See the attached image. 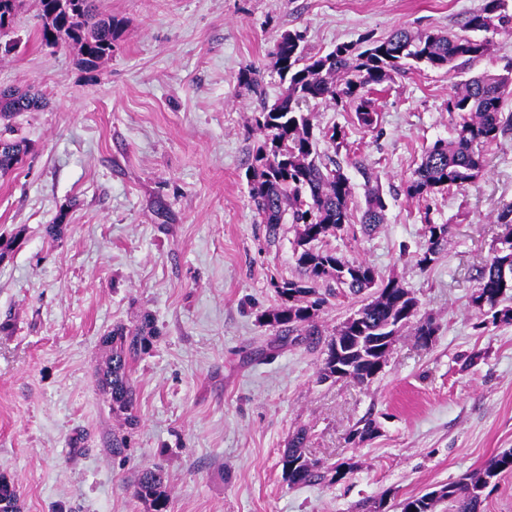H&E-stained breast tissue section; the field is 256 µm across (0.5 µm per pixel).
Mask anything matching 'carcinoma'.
Instances as JSON below:
<instances>
[{
    "label": "carcinoma",
    "mask_w": 512,
    "mask_h": 512,
    "mask_svg": "<svg viewBox=\"0 0 512 512\" xmlns=\"http://www.w3.org/2000/svg\"><path fill=\"white\" fill-rule=\"evenodd\" d=\"M42 27L39 39L47 47L60 43L78 46V64L95 70L112 56L121 35V24L102 14L96 0H38ZM467 34L451 31L412 32L397 28L387 37L365 35L356 42L341 43L325 55L309 53L298 32L283 33L276 45L275 67L286 87L271 105L255 117L261 134L253 163L246 172L249 194L259 223L271 233L288 221L300 226L295 242L296 260L302 277L273 284L280 298L277 308L264 314V322L288 334L299 332L312 344L320 343L321 332L315 317L336 289L359 294L376 288L370 302L348 317L327 342V356L318 370V379L336 377L335 346L338 336H355L348 363L350 378L360 384L372 383L371 370L383 366L386 344L372 343L374 336H397L415 324L414 336L426 346L438 327L430 319L418 318L419 302L414 294L393 278L384 279L365 261L345 260L326 240L345 231L353 223V188L335 158L321 153L314 133L312 102H331L351 110L358 126L373 131L378 126L373 93L390 81L392 74L408 66L425 65L462 74L490 51L488 34L512 30V13L506 0H483L465 23ZM241 86L258 89L261 71L247 69L237 78ZM512 93V70L504 74L484 72L450 87L448 113L452 134L439 138L422 150L413 177L407 182L409 198L425 199L442 192L463 191L475 183L485 167L484 151L497 143L503 132L501 104ZM45 106L42 91L34 86L24 90L0 89V175L15 170L30 152V144L13 120L24 112ZM367 187L362 229L371 233L384 223L387 202L382 190L372 185L369 169L361 168ZM424 244L415 256L426 268L448 241L450 226L436 224L424 216ZM497 223L505 226L498 247L481 268L478 285L470 298L471 306L488 309L491 319L479 325L512 322V308L496 310L501 298L512 289V206L502 210ZM158 330L154 319L144 314L131 326L117 325L102 337L106 352L96 371L98 385L109 395L112 413L131 426L134 384L131 364L149 353ZM377 430L376 421L367 418L352 430L349 440L364 441ZM284 479L293 486L307 485L326 478L322 464L305 452V435L296 433L281 456ZM505 473H512V448L494 455L475 473L438 490L410 496L398 504L400 512H435L438 504L448 503L449 512H480L486 490L494 487ZM132 495L145 504L147 512H170L166 472L154 464L141 469L132 484ZM0 512H20L15 484L0 475Z\"/></svg>",
    "instance_id": "obj_1"
}]
</instances>
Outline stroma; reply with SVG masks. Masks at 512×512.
Wrapping results in <instances>:
<instances>
[{
	"instance_id": "1",
	"label": "stroma",
	"mask_w": 512,
	"mask_h": 512,
	"mask_svg": "<svg viewBox=\"0 0 512 512\" xmlns=\"http://www.w3.org/2000/svg\"><path fill=\"white\" fill-rule=\"evenodd\" d=\"M120 20L111 57L86 70L63 43L41 45L35 0L15 17L18 52L0 54V87L38 86L46 107L16 124L32 151L0 178V234L23 230L0 261V473L22 512H147L126 487L162 464L170 512H373L459 480L512 448V323L477 328L470 304L481 267L512 204V127L486 151L466 190L406 196L423 146L448 138L452 75H394L376 94L379 129L350 111L311 105L353 186L358 165L388 203L376 231H344L330 244L398 280L439 331L421 346L413 329L393 342L368 385L318 381L325 345L279 338L262 323L274 282L299 278L296 225L269 234L245 177L261 101L283 86L274 67L282 33L301 31L324 54L363 34L396 28L462 32L483 0H97ZM256 67L262 92L236 81ZM448 224L428 268L415 252L425 219ZM64 220L60 239L45 227ZM369 300L337 289L319 311L323 337ZM150 313L160 331L132 365L134 425H122L96 381L101 338ZM378 432L347 440L364 418ZM344 474L292 486L280 459L291 435ZM126 438L122 454L112 437Z\"/></svg>"
}]
</instances>
